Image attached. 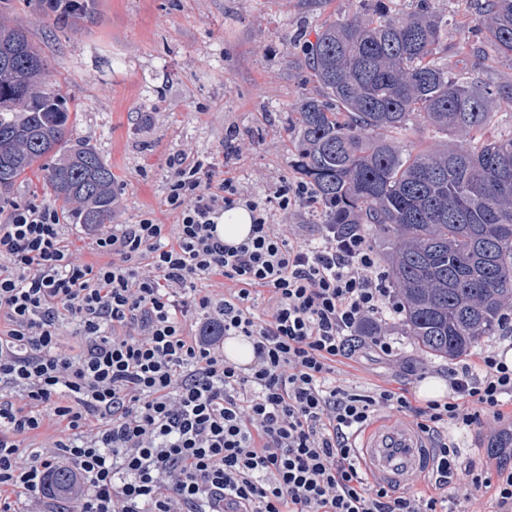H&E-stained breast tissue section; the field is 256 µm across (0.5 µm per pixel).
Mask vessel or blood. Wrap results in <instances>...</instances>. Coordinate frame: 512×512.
I'll return each instance as SVG.
<instances>
[{
  "mask_svg": "<svg viewBox=\"0 0 512 512\" xmlns=\"http://www.w3.org/2000/svg\"><path fill=\"white\" fill-rule=\"evenodd\" d=\"M357 446L366 472L391 487H407L414 475L431 466L424 435L410 426L375 423L365 429Z\"/></svg>",
  "mask_w": 512,
  "mask_h": 512,
  "instance_id": "obj_1",
  "label": "vessel or blood"
}]
</instances>
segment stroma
I'll use <instances>...</instances> for the list:
<instances>
[{
	"mask_svg": "<svg viewBox=\"0 0 512 512\" xmlns=\"http://www.w3.org/2000/svg\"><path fill=\"white\" fill-rule=\"evenodd\" d=\"M448 16V52L440 63L472 67L467 0H432ZM365 0H100L98 22L80 32L47 28L26 0H0V13L22 26L47 64L49 79L75 114L71 139L86 142L117 177L115 223L148 210L165 223L170 162L208 158L236 177L242 193L267 195L301 180L288 114L312 91L300 64L305 44L329 19L366 9ZM388 332L399 357L338 366L337 380L365 392L381 385L416 389L466 359L423 355L398 325ZM512 421L482 416L468 432L461 462L484 463Z\"/></svg>",
	"mask_w": 512,
	"mask_h": 512,
	"instance_id": "1",
	"label": "stroma"
}]
</instances>
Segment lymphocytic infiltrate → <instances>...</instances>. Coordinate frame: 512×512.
Here are the masks:
<instances>
[{"mask_svg": "<svg viewBox=\"0 0 512 512\" xmlns=\"http://www.w3.org/2000/svg\"><path fill=\"white\" fill-rule=\"evenodd\" d=\"M170 167L174 223L147 213L89 227L97 263L75 259L48 204L0 219V512L46 506L56 469L80 485L64 512H447L457 434L503 416L512 367L483 351L449 372L447 401L423 406L337 383V364L365 347L398 356L387 334L360 338L398 311L363 231L321 224L290 239L274 215L314 203L304 182L258 197L213 163ZM239 204L250 234L229 245L214 219ZM229 336L250 343L248 365L225 357ZM384 410L436 439L423 495L369 481L359 464L355 436Z\"/></svg>", "mask_w": 512, "mask_h": 512, "instance_id": "f902f5d3", "label": "lymphocytic infiltrate"}]
</instances>
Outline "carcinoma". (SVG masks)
I'll list each match as a JSON object with an SVG mask.
<instances>
[{
    "label": "carcinoma",
    "mask_w": 512,
    "mask_h": 512,
    "mask_svg": "<svg viewBox=\"0 0 512 512\" xmlns=\"http://www.w3.org/2000/svg\"><path fill=\"white\" fill-rule=\"evenodd\" d=\"M58 29L94 25L99 0H29ZM475 67L512 62V0H471ZM407 12L324 22L303 56L315 92L288 115L296 162L321 223L370 225L387 243L400 330L426 355L453 359L499 335L512 305V76L484 80L437 63L448 17L430 0ZM450 135L443 148L400 146L411 118ZM67 99L23 28L0 14V193L35 176L80 224H110L115 175L87 143L69 145ZM57 470L48 492L72 490Z\"/></svg>",
    "instance_id": "cac0c4a2"
}]
</instances>
